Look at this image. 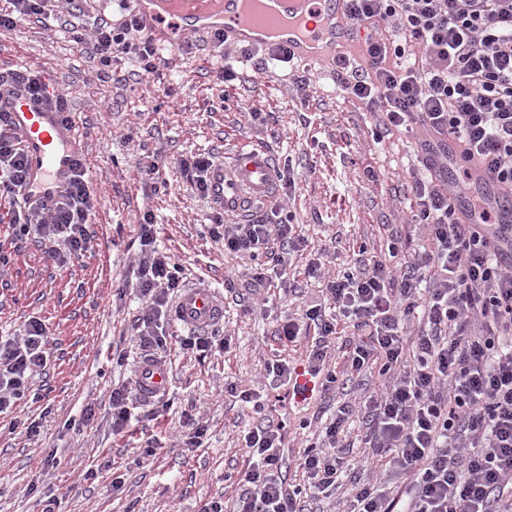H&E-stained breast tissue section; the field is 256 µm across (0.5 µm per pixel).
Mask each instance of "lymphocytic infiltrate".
I'll return each mask as SVG.
<instances>
[{"mask_svg": "<svg viewBox=\"0 0 512 512\" xmlns=\"http://www.w3.org/2000/svg\"><path fill=\"white\" fill-rule=\"evenodd\" d=\"M0 31L30 16L49 17L62 5L81 10L86 0H9ZM351 20L386 22L394 36L367 37L361 62L341 56L336 81L385 126L416 125L429 135H454L463 173L481 166L512 195V0H349ZM75 45L91 44L107 69L120 58L138 60L145 75L169 66L140 13L119 19L99 15L90 31L71 29ZM27 93L57 111L65 95L28 70L0 72V97ZM428 177L410 183L415 221L427 246L410 253L391 244L384 258L329 279L322 298L302 314L286 316L279 336L293 342L315 330L303 370L322 389L343 376L328 366L339 319L353 329L345 352L346 374L376 370L382 386L359 405L337 406L318 444L295 466L306 481L288 483L284 471L287 423L274 419L266 398L243 390L238 398L257 419L242 436L248 458L240 474L235 512H303L306 499H329L342 489L344 512H512V261L489 237L491 214L473 200L478 223L458 217L457 196L467 182L440 179L447 163L426 160ZM27 160L7 123L0 120V201L8 202L12 235L35 234L58 267L93 251L97 197L84 161H77L65 194L48 211L22 197ZM209 235L225 252L251 257L278 245L282 253L304 241L278 212L235 224L223 210L209 218ZM139 243L133 280L119 297L140 303L132 328L146 354L167 347L172 301L182 279L177 262L156 248L151 213L136 226ZM50 357L46 327L34 318L23 330L0 336V414L32 393L31 379ZM362 417V443L387 459L402 477L389 486L379 474L360 475L350 455L347 424Z\"/></svg>", "mask_w": 512, "mask_h": 512, "instance_id": "f902f5d3", "label": "lymphocytic infiltrate"}]
</instances>
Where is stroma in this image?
I'll return each instance as SVG.
<instances>
[{
    "instance_id": "35a3bbf8",
    "label": "stroma",
    "mask_w": 512,
    "mask_h": 512,
    "mask_svg": "<svg viewBox=\"0 0 512 512\" xmlns=\"http://www.w3.org/2000/svg\"><path fill=\"white\" fill-rule=\"evenodd\" d=\"M90 17L63 12L57 18L18 22L0 31V70L28 69L50 75L80 126L87 179L97 195L94 218L98 243L93 253L72 258L66 268L48 260L35 241L17 248L0 234V254L11 263L0 271V331L22 328L39 318L49 332L50 361L34 386L40 401L26 398L0 416V512H41L42 493L59 498L58 512H200L223 502L233 512L240 492L236 475L247 466L239 432L248 424L229 387L264 391V362L273 356L301 364L305 342L282 343L277 320L278 288H255L250 259L225 253L207 230L211 199L194 194L177 161L190 154L230 156L241 141H256L277 162L291 161V192L249 204L261 215L274 203L292 212L297 233L310 248L342 241L325 257V273L353 270L361 256H383L391 241L406 250L425 246L414 226L416 204L407 185L423 174L420 131L382 128V115L365 112L337 88L332 58L282 62L258 68L264 47L215 48L208 33H184L177 26L155 37L172 58L163 81L142 77L135 58L121 60L126 76L88 82L99 63L69 40L68 31ZM191 50H183L184 42ZM228 66L235 78L225 88L211 80L214 68ZM305 87H297V77ZM155 159L160 179L142 187L137 167ZM158 225V243L174 256L184 287L200 286L224 298L228 349L202 357L170 339L166 363L171 405L131 433L113 435L108 424L113 388L133 384L142 352L130 338L131 319L116 307V288L131 272L138 244L134 226L144 212ZM374 377L353 378L346 386L290 401L288 457L297 459L315 440L339 404L358 403ZM95 417L82 423L86 405ZM202 416L208 430L202 447L188 450L179 440L181 413ZM41 426L29 438L25 423ZM153 455H146V448ZM55 455V466L45 464ZM122 478L113 491V478Z\"/></svg>"
}]
</instances>
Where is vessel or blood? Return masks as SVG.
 <instances>
[{
	"label": "vessel or blood",
	"mask_w": 512,
	"mask_h": 512,
	"mask_svg": "<svg viewBox=\"0 0 512 512\" xmlns=\"http://www.w3.org/2000/svg\"><path fill=\"white\" fill-rule=\"evenodd\" d=\"M211 9L184 8L179 12L188 32H223L225 38L252 46L286 49L290 58L316 61L338 51L354 32L347 0H263L264 9L245 14L240 0H214ZM4 119L28 158L27 197L42 207H53L64 183L81 156V134L75 121L22 93L0 104ZM275 159L262 145L240 143L230 163L214 166L208 175L210 198L225 212L240 214L250 202L268 198L275 185ZM471 181L483 192L489 209L497 212L502 237L512 236V197L499 191L481 172ZM224 319V299L215 290L185 289L172 314L175 324L196 332H208ZM169 371L165 361L147 356L136 368L141 400L154 401L165 391Z\"/></svg>",
	"instance_id": "1"
}]
</instances>
